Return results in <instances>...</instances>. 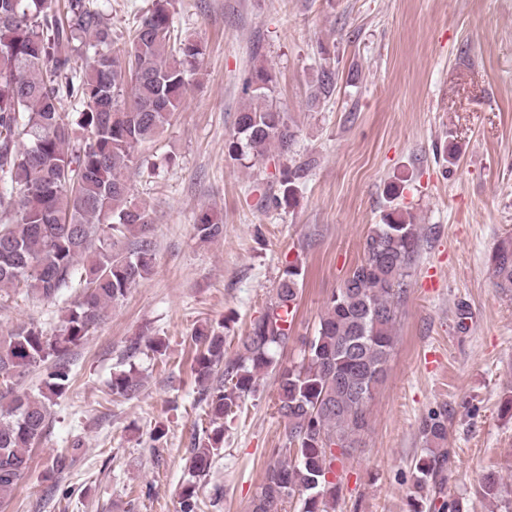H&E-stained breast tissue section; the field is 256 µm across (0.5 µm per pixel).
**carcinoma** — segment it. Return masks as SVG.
Segmentation results:
<instances>
[{
  "label": "carcinoma",
  "mask_w": 512,
  "mask_h": 512,
  "mask_svg": "<svg viewBox=\"0 0 512 512\" xmlns=\"http://www.w3.org/2000/svg\"><path fill=\"white\" fill-rule=\"evenodd\" d=\"M326 63L317 71L311 103L329 96L338 80ZM204 47L180 38L172 0H153L128 40L112 32L90 0H0V290L52 301L75 286L82 293L52 334L20 325L0 336V503L26 480L30 450L48 426L49 409L73 379L67 359L94 332L112 304L152 270L153 218L129 200V170L141 164L137 146L153 141L182 107ZM86 56V67L76 59ZM275 76L264 65L245 80L250 103L239 112L229 154L259 158L270 149L290 153L296 134L288 113L273 104ZM68 102L73 111H62ZM308 163L280 170L276 209L297 205ZM194 229L199 240L224 236L209 212ZM421 235L404 212L387 211L366 236L364 258L324 302L315 336L298 365L279 366L274 350L288 342V315L304 281L290 262L276 300L241 339V353L224 356V333L204 324L191 336L192 372L212 429L194 440L179 512H198L199 485L224 443L223 420L259 391V374L276 373L277 411L287 425L286 448L272 449L251 512H282L298 496L302 512H328L336 499L335 451L354 447L369 425L368 406L385 377L395 343L406 278L419 256ZM495 285L512 290V242L493 256ZM148 335L130 341L129 369L112 376L110 391L124 399L141 382L132 358ZM53 361L38 394H17L14 379ZM420 434L426 455L415 465L418 487L441 490L448 469V410L431 412Z\"/></svg>",
  "instance_id": "cac0c4a2"
}]
</instances>
